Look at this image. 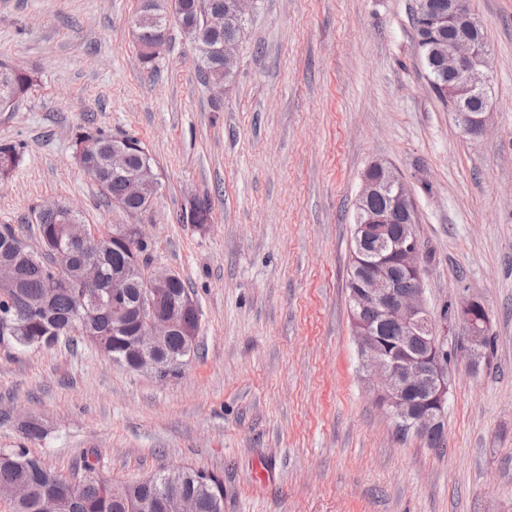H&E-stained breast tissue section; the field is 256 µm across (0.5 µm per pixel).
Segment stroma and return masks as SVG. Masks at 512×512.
<instances>
[{"label":"stroma","mask_w":512,"mask_h":512,"mask_svg":"<svg viewBox=\"0 0 512 512\" xmlns=\"http://www.w3.org/2000/svg\"><path fill=\"white\" fill-rule=\"evenodd\" d=\"M140 0H0V61L34 71L0 112L23 159L0 224L63 201L88 224H141L154 264L200 311L197 351L159 378L95 349L0 347V448L63 476L87 452L121 484L193 468L224 512H512V0H470L485 27L491 136L463 135L430 90L415 0H258L222 93L178 26L139 60ZM221 111H214L213 100ZM141 140L153 204L114 208L74 157L82 129ZM375 159L407 182L436 319L476 295L493 347L470 367L447 322L443 448L400 436L364 380L348 311L354 201ZM205 226L180 223L190 203Z\"/></svg>","instance_id":"35a3bbf8"}]
</instances>
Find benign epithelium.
Returning a JSON list of instances; mask_svg holds the SVG:
<instances>
[{
    "mask_svg": "<svg viewBox=\"0 0 512 512\" xmlns=\"http://www.w3.org/2000/svg\"><path fill=\"white\" fill-rule=\"evenodd\" d=\"M426 20L441 28L448 23L458 28L455 39L448 42L446 66L448 111L452 112L462 134L484 138L489 133L491 77L489 53L474 37L482 28L470 8V0H448V14L429 11ZM238 40L226 37L210 50L226 60L235 59ZM476 97L480 105L468 109L456 96ZM383 197L388 204L374 207ZM405 224L417 223L411 191L394 167L384 161L371 162L361 176L355 202V243L357 250L371 244L377 249L390 248L398 264L414 280L406 288L399 272L379 259L369 265L351 268L350 281L355 289L349 296L352 335L361 366L366 373L374 401L397 423L416 435H426L445 428L448 412V368L445 362V336L442 326L432 317L422 278L423 250L415 232L391 233L390 224L397 215ZM172 272L152 265L145 286L148 291L141 308L145 320L138 348L149 352L160 336L169 335L172 324L156 310L164 279ZM454 317L465 325L469 335V354L475 356L489 330V315L484 303L469 296L456 307ZM395 326L401 337L399 353L386 355L377 338L375 321Z\"/></svg>",
    "mask_w": 512,
    "mask_h": 512,
    "instance_id": "1",
    "label": "benign epithelium"
}]
</instances>
